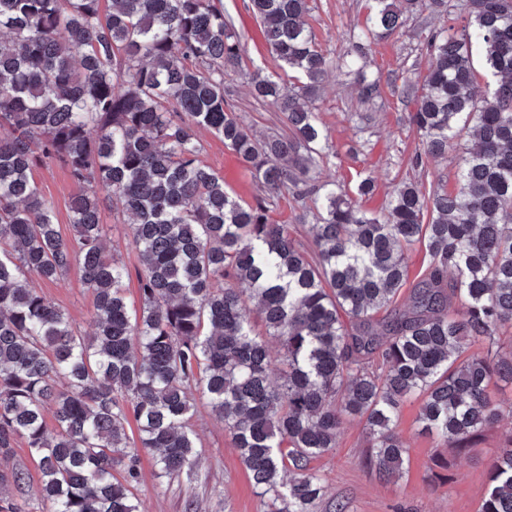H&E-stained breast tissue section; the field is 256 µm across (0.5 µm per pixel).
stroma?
<instances>
[{
  "label": "stroma",
  "mask_w": 512,
  "mask_h": 512,
  "mask_svg": "<svg viewBox=\"0 0 512 512\" xmlns=\"http://www.w3.org/2000/svg\"><path fill=\"white\" fill-rule=\"evenodd\" d=\"M222 3L226 19L241 37L244 59L241 69L225 71L224 87L254 134L283 131L279 112L256 103L249 93L251 74L271 75L277 71L260 25L244 0ZM311 6L309 23L317 42L334 60L350 49L354 34L365 24L370 3L311 0ZM442 24V18L426 12L410 18L394 35L373 45L371 71L381 77L380 96L375 103L364 102L356 88L332 69L315 102L337 153L335 162L325 168V176L351 194L361 179L372 177L375 190L361 199L363 208L371 212H380L403 180L426 186L440 178L451 183L456 180L455 156L426 158L421 164H412L418 136L408 123L407 104L395 91L403 81L425 73L428 62L420 51V42ZM34 177L55 207L62 234H69V202L76 185L58 166L35 168ZM315 213L314 204H300L291 191L285 190L271 203L269 216L273 222L287 225L290 235L308 248L312 245ZM101 219L111 253L130 274L126 282L128 303L138 307L135 274L139 259L131 243L129 219L122 214L119 202L108 196L101 202ZM34 285L69 314L82 334L93 333V298L83 285L79 269H71L61 281L38 279ZM418 411L415 399L401 408L398 431L407 443L409 463L401 477L388 480L369 463V441L361 425L346 424L336 448L311 463L323 475L326 486L315 512H478L489 461L506 436L512 434V418L492 424L480 441L458 455L421 432ZM191 422L197 448L192 465L182 475L170 480L158 478L151 457L141 456L135 493L143 512H267L266 500L258 496L223 422L212 415L206 398H197ZM439 456L451 463L450 482L432 478V461Z\"/></svg>",
  "instance_id": "35a3bbf8"
}]
</instances>
